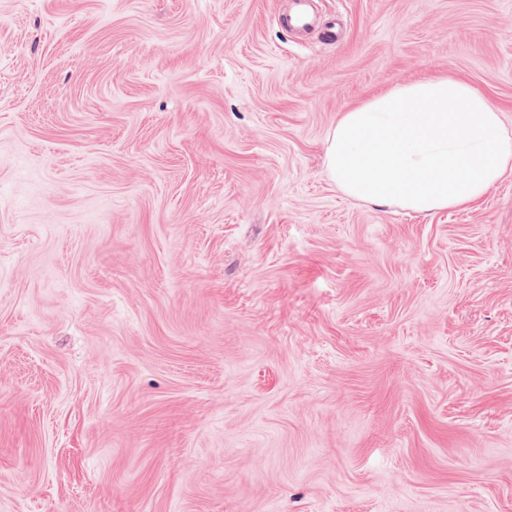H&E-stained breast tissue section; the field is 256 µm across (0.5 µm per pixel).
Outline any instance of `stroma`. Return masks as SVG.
I'll use <instances>...</instances> for the list:
<instances>
[{
	"label": "stroma",
	"instance_id": "1",
	"mask_svg": "<svg viewBox=\"0 0 512 512\" xmlns=\"http://www.w3.org/2000/svg\"><path fill=\"white\" fill-rule=\"evenodd\" d=\"M0 0V512H512V172L328 176L447 74L512 135V0ZM293 4L292 12L288 16L287 28L291 32H302L313 26L316 18L311 5L315 0H289Z\"/></svg>",
	"mask_w": 512,
	"mask_h": 512
}]
</instances>
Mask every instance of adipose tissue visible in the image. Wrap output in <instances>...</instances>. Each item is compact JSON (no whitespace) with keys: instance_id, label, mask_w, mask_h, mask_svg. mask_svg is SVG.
<instances>
[{"instance_id":"adipose-tissue-1","label":"adipose tissue","mask_w":512,"mask_h":512,"mask_svg":"<svg viewBox=\"0 0 512 512\" xmlns=\"http://www.w3.org/2000/svg\"><path fill=\"white\" fill-rule=\"evenodd\" d=\"M325 157L346 196L429 213L485 196L512 171V138L483 92L436 76L395 85L343 112Z\"/></svg>"}]
</instances>
